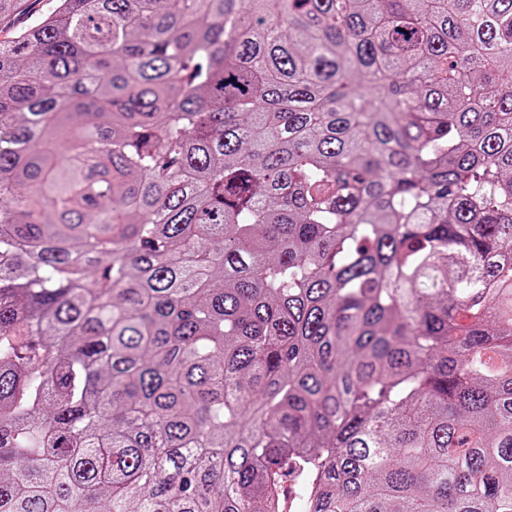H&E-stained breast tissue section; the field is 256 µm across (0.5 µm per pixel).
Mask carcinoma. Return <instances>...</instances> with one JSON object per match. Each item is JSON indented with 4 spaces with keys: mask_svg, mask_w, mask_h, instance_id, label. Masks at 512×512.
Here are the masks:
<instances>
[{
    "mask_svg": "<svg viewBox=\"0 0 512 512\" xmlns=\"http://www.w3.org/2000/svg\"><path fill=\"white\" fill-rule=\"evenodd\" d=\"M512 512V0H55L0 39V512Z\"/></svg>",
    "mask_w": 512,
    "mask_h": 512,
    "instance_id": "carcinoma-1",
    "label": "carcinoma"
}]
</instances>
